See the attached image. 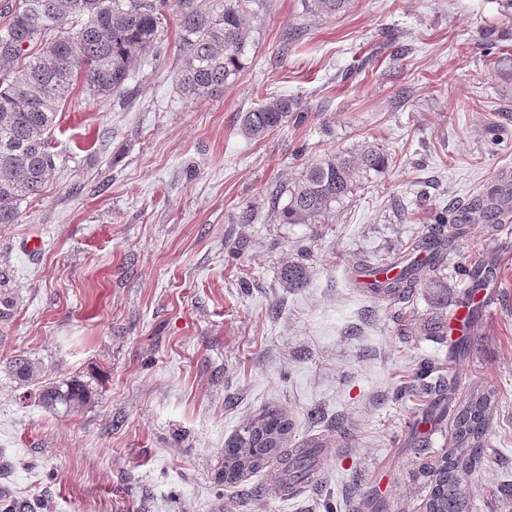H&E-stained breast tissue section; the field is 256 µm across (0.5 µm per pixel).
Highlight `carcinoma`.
Listing matches in <instances>:
<instances>
[{
    "mask_svg": "<svg viewBox=\"0 0 512 512\" xmlns=\"http://www.w3.org/2000/svg\"><path fill=\"white\" fill-rule=\"evenodd\" d=\"M262 0H15L3 7L7 22L0 34V224H16L21 204L38 195L57 168L52 129L59 107L77 82L104 102H132L127 85L142 55L161 41L172 11L178 29L177 83L187 103L224 89L242 68L241 56L250 41L247 17ZM349 0H306L309 12L333 16ZM296 103L273 97L240 118L241 130L259 140L288 121ZM385 150L364 143L356 152L334 153L305 164L285 190L275 194L272 207L284 224H319L333 204L350 199L357 182L383 172ZM494 189L439 216L438 235H423L405 245L401 277L366 285L374 298L405 302L416 288L448 289L440 272L448 253L467 232V224L486 221ZM279 279L289 289L308 286L306 265L290 262ZM21 384L37 379L36 362L17 356L9 363ZM430 363L420 365L412 390L429 397L427 415L436 425L451 420L452 445L424 472L429 483L425 512H470V491L464 477L486 461L485 436L497 407L495 390L475 385L456 397L457 383L431 381ZM92 397L91 383L66 379L40 386V404L51 412H70ZM292 420L269 407L248 420L225 443L221 480L236 483L258 473L276 457L284 468L282 482L295 486L305 480L317 443L309 449H287Z\"/></svg>",
    "mask_w": 512,
    "mask_h": 512,
    "instance_id": "1",
    "label": "carcinoma"
}]
</instances>
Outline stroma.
Segmentation results:
<instances>
[{"label":"stroma","mask_w":512,"mask_h":512,"mask_svg":"<svg viewBox=\"0 0 512 512\" xmlns=\"http://www.w3.org/2000/svg\"><path fill=\"white\" fill-rule=\"evenodd\" d=\"M235 80L193 104L176 86L175 25L141 59L133 104L101 108L75 86L52 130L60 158L42 195L0 224V489L31 512H423L421 469L450 423L415 446L421 359L436 377L496 390L471 512H512V223L473 225L446 296L375 300L357 261H392L440 211L512 171V16L500 0H350L333 17L265 0ZM293 42H285L286 34ZM294 99L305 120L247 138L240 115ZM382 141L383 174L321 224L279 223L271 197L303 164ZM43 241L27 252L31 238ZM306 256L309 284L282 287ZM484 284L471 344L443 328ZM42 381L99 375L90 402L53 414L10 358ZM276 406L289 447L318 440L308 484L281 499L268 472L220 481L224 442ZM344 432H337V425ZM9 369L21 385L37 379L39 374L37 363L20 355L10 361Z\"/></svg>","instance_id":"obj_1"}]
</instances>
